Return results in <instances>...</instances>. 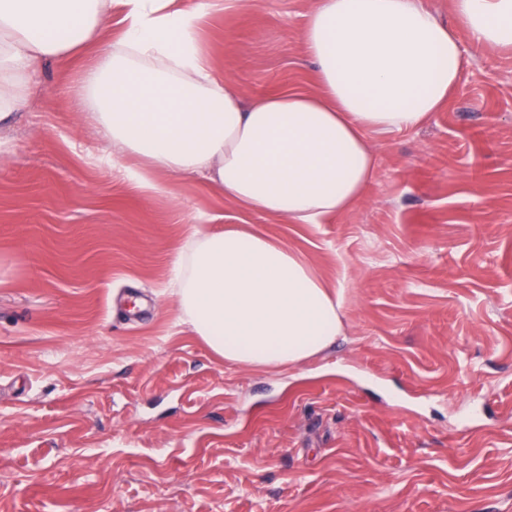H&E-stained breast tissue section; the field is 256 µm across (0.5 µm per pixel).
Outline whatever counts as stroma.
Returning a JSON list of instances; mask_svg holds the SVG:
<instances>
[{
    "label": "stroma",
    "instance_id": "1",
    "mask_svg": "<svg viewBox=\"0 0 512 512\" xmlns=\"http://www.w3.org/2000/svg\"><path fill=\"white\" fill-rule=\"evenodd\" d=\"M313 0L212 13L244 99L313 89ZM424 126L373 136L351 211L290 224L198 175L134 191L41 64L0 126V512H512V50ZM198 224L260 231L343 295L302 365L224 363L172 295Z\"/></svg>",
    "mask_w": 512,
    "mask_h": 512
}]
</instances>
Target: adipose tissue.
Listing matches in <instances>:
<instances>
[{"label": "adipose tissue", "mask_w": 512, "mask_h": 512, "mask_svg": "<svg viewBox=\"0 0 512 512\" xmlns=\"http://www.w3.org/2000/svg\"><path fill=\"white\" fill-rule=\"evenodd\" d=\"M463 32L427 0H315L302 31L313 91L244 101L198 32L208 9L176 0H0V122L45 61L95 49L75 90L112 165L139 192L199 174L242 207L290 224L352 210L378 176L372 135L411 130L443 107L469 62L462 44L512 48V0H454ZM119 38L101 47L106 21ZM179 319L225 362L275 369L329 348L339 293L259 232L192 228L174 264Z\"/></svg>", "instance_id": "ef3b65f1"}]
</instances>
